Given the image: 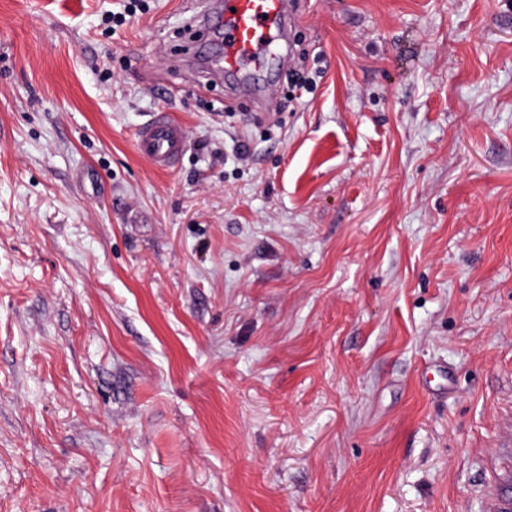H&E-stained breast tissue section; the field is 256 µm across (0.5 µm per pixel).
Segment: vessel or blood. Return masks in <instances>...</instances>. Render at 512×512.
I'll return each instance as SVG.
<instances>
[{
  "mask_svg": "<svg viewBox=\"0 0 512 512\" xmlns=\"http://www.w3.org/2000/svg\"><path fill=\"white\" fill-rule=\"evenodd\" d=\"M213 25L222 36L224 71L250 84L253 70L281 60L276 45L288 23V0H213ZM186 144L185 129L159 113L137 134L138 151L153 165H175ZM488 512H512V477L498 478L487 503Z\"/></svg>",
  "mask_w": 512,
  "mask_h": 512,
  "instance_id": "vessel-or-blood-1",
  "label": "vessel or blood"
}]
</instances>
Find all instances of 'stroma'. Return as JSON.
I'll return each instance as SVG.
<instances>
[{"mask_svg":"<svg viewBox=\"0 0 512 512\" xmlns=\"http://www.w3.org/2000/svg\"><path fill=\"white\" fill-rule=\"evenodd\" d=\"M143 2L0 0V512H487L512 0H288L272 120ZM185 144L184 127L163 112L144 124L136 139L138 151L159 168L174 166Z\"/></svg>","mask_w":512,"mask_h":512,"instance_id":"obj_1","label":"stroma"}]
</instances>
